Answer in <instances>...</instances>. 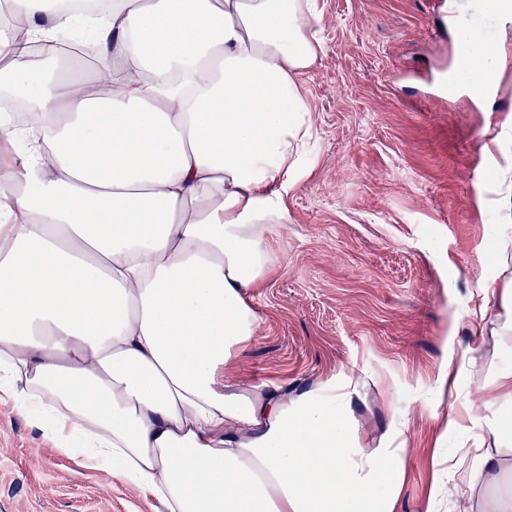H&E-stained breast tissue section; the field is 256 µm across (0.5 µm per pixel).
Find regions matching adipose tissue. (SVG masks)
<instances>
[{
	"instance_id": "adipose-tissue-1",
	"label": "adipose tissue",
	"mask_w": 512,
	"mask_h": 512,
	"mask_svg": "<svg viewBox=\"0 0 512 512\" xmlns=\"http://www.w3.org/2000/svg\"><path fill=\"white\" fill-rule=\"evenodd\" d=\"M11 6L39 54L0 29V91L30 116L0 119V141L27 142L0 167V400L163 512H396L402 407L373 437L354 370L303 391L230 376L311 137L319 0H110L95 93L52 73L74 11ZM495 301L512 336L497 275L466 309L473 335ZM432 464L425 512H512L511 415Z\"/></svg>"
}]
</instances>
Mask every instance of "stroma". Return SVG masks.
<instances>
[{
    "instance_id": "1",
    "label": "stroma",
    "mask_w": 512,
    "mask_h": 512,
    "mask_svg": "<svg viewBox=\"0 0 512 512\" xmlns=\"http://www.w3.org/2000/svg\"><path fill=\"white\" fill-rule=\"evenodd\" d=\"M468 0H320L323 50L302 78L311 138L288 189V221L266 236L270 265L249 299L260 322L236 377L298 390L347 368L374 379L356 417L385 429L384 392L407 406V477L397 512H425L443 358L474 348L459 385L480 417L502 412L490 389L512 340L472 336L459 316L494 274L512 198V22L490 36L504 58L496 92L446 93L436 80L457 45ZM443 17L434 28V17ZM104 466L58 450L14 404L0 403V512H158Z\"/></svg>"
}]
</instances>
